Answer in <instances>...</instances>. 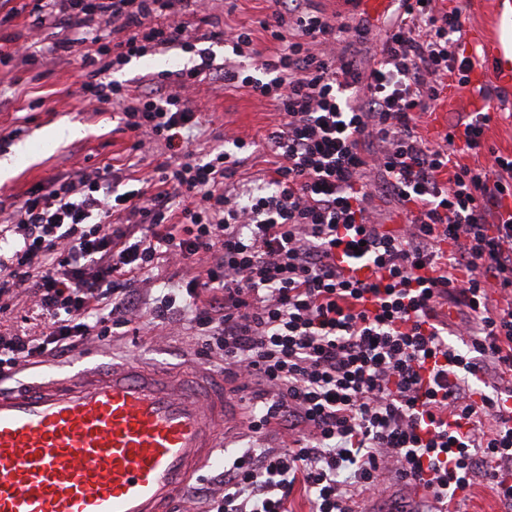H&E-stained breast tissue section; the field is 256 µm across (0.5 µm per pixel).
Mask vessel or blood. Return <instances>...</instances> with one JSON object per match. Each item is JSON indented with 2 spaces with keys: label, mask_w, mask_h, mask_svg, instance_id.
Segmentation results:
<instances>
[{
  "label": "vessel or blood",
  "mask_w": 512,
  "mask_h": 512,
  "mask_svg": "<svg viewBox=\"0 0 512 512\" xmlns=\"http://www.w3.org/2000/svg\"><path fill=\"white\" fill-rule=\"evenodd\" d=\"M491 79L512 87V51L486 43ZM222 393L197 372L83 367L0 390V512H168L223 447Z\"/></svg>",
  "instance_id": "vessel-or-blood-1"
}]
</instances>
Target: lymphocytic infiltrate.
<instances>
[{"mask_svg": "<svg viewBox=\"0 0 512 512\" xmlns=\"http://www.w3.org/2000/svg\"><path fill=\"white\" fill-rule=\"evenodd\" d=\"M273 3L258 29L226 34L223 64L203 56L133 96L111 69L188 45L184 17L202 0H34L59 47L87 44L81 89L120 108L132 156L154 143L163 159L128 191L104 166L53 177L0 225V300L29 297L44 324L0 333V382L113 324L187 314L225 379L260 396L223 494L198 490L208 512H288L297 489L310 512H363L391 476L425 489L422 512H455L478 482L512 512V154L488 145L489 111L434 142L420 131L446 79L470 82L464 7L403 0L363 67L347 54L362 32L302 0ZM259 29L271 55L254 47ZM212 69L281 114L260 138L270 165L246 184L250 142L228 134L202 155L185 135L202 120L185 94ZM163 259L189 273L145 305ZM347 264L373 281L345 277ZM446 304L459 322L440 319Z\"/></svg>", "mask_w": 512, "mask_h": 512, "instance_id": "obj_1", "label": "lymphocytic infiltrate"}]
</instances>
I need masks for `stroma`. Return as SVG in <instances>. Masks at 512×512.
<instances>
[{
  "label": "stroma",
  "instance_id": "35a3bbf8",
  "mask_svg": "<svg viewBox=\"0 0 512 512\" xmlns=\"http://www.w3.org/2000/svg\"><path fill=\"white\" fill-rule=\"evenodd\" d=\"M306 7L328 16H342L363 31V41L355 45L354 53L364 64L379 49L386 30L401 10L399 0H392L374 15L346 4L345 0H307ZM270 12L269 0H210L203 16L189 17L188 31L196 36L252 26ZM464 16L467 52L482 50L484 42L503 34L504 26L496 20L495 0H467ZM55 40L51 29L35 27L25 13L0 27V46L6 48L13 42L27 44L37 50L40 59L37 66L28 70L0 68V159L15 155L18 148L26 150L18 164L0 177L2 221L7 218V207L18 204L28 191L48 178L86 167H118L128 159L130 135L123 129L120 112L106 104L89 103L80 90L85 45L61 52L53 50ZM199 62L196 53L172 47L131 58L124 66L114 69L111 78L132 85L145 75L191 68ZM482 87L496 100L498 110L486 133L487 142L501 152L512 153V88L500 87L489 80L481 85H451L446 98L433 114L426 116L423 135L431 140L438 139L458 115L470 112V103L478 98ZM190 106L206 118L203 134L193 141L195 149L203 153L222 147L225 132L256 139L279 118L271 104L256 100L246 91L225 88L223 82L215 80L210 81L207 91L191 100ZM59 126L77 128L79 134L49 142V135ZM200 350L201 341L186 319L153 333L136 322L129 325L125 333L95 337L80 348L81 354L98 364L119 363L133 357L147 368L162 365L181 374L201 369L223 375V363L207 360ZM258 400L259 395L253 388L233 395V418L224 432V447L217 449L216 462L195 473L190 482L191 495L177 500L174 512H205L206 506L195 491L212 486L214 476L223 469L222 458L249 446L243 415L246 408L254 406Z\"/></svg>",
  "mask_w": 512,
  "mask_h": 512
}]
</instances>
